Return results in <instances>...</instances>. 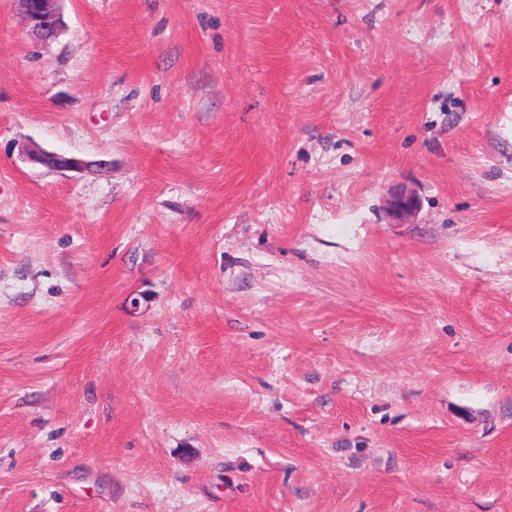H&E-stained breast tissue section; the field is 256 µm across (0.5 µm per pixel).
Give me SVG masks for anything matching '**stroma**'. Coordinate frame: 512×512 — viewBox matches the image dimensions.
Wrapping results in <instances>:
<instances>
[{
	"mask_svg": "<svg viewBox=\"0 0 512 512\" xmlns=\"http://www.w3.org/2000/svg\"><path fill=\"white\" fill-rule=\"evenodd\" d=\"M58 6L0 0V512H512V0ZM23 3L30 33L49 29L52 36L61 30V18L52 5L55 0H18ZM60 28V30H59ZM26 158L29 162L31 161L43 167L58 170L59 172L80 171L92 167V165H89V161L81 157L58 152L35 151L28 153Z\"/></svg>",
	"mask_w": 512,
	"mask_h": 512,
	"instance_id": "1",
	"label": "stroma"
}]
</instances>
